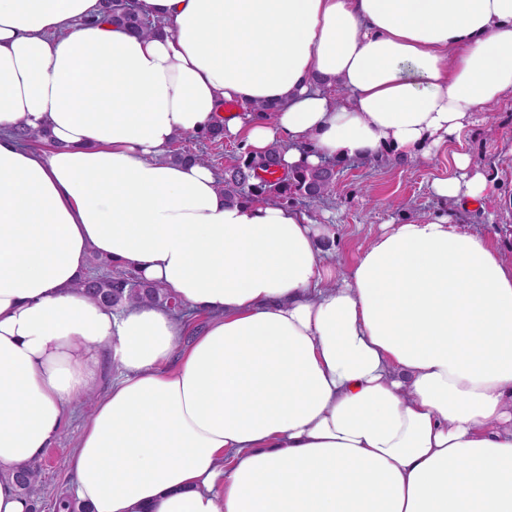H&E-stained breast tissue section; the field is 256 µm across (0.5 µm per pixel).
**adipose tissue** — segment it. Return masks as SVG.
Segmentation results:
<instances>
[{"label":"adipose tissue","instance_id":"ef3b65f1","mask_svg":"<svg viewBox=\"0 0 512 512\" xmlns=\"http://www.w3.org/2000/svg\"><path fill=\"white\" fill-rule=\"evenodd\" d=\"M136 9L161 32L0 0V512H28L13 470L92 394L66 461L88 512H512V260L457 220L491 191L470 155L433 183L450 209L343 274L330 225L169 157L217 124L291 167L441 147L512 94V0ZM93 254L202 327L80 297Z\"/></svg>","mask_w":512,"mask_h":512}]
</instances>
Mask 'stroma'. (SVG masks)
Here are the masks:
<instances>
[{
  "instance_id": "35a3bbf8",
  "label": "stroma",
  "mask_w": 512,
  "mask_h": 512,
  "mask_svg": "<svg viewBox=\"0 0 512 512\" xmlns=\"http://www.w3.org/2000/svg\"><path fill=\"white\" fill-rule=\"evenodd\" d=\"M178 148L205 152L216 175H223L238 154V142L224 138L215 142H197L182 137ZM464 152L483 166L493 189L483 208L465 210L461 221L471 230H496L499 245L512 256V96H506L485 111L460 138L430 153L404 161L381 160L376 163L348 162L336 179L332 199L313 210L318 223H330L334 238L331 249L340 270H347L358 255L385 225L401 224L435 212L440 207L432 184L455 175L454 156ZM91 409L76 402L70 407L67 423L60 437L45 449L40 458L42 479L31 493L32 512H55V503L66 490V460L74 439L88 422Z\"/></svg>"
}]
</instances>
